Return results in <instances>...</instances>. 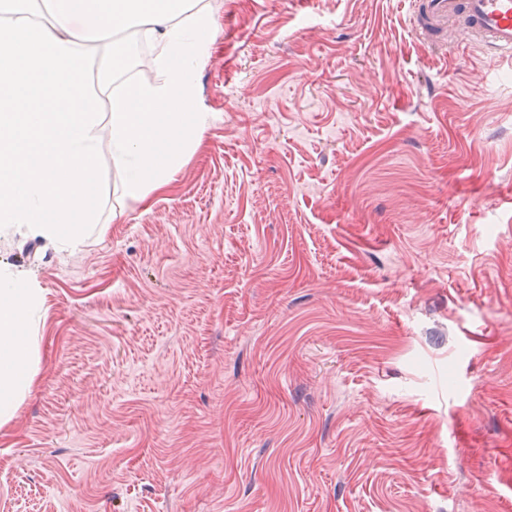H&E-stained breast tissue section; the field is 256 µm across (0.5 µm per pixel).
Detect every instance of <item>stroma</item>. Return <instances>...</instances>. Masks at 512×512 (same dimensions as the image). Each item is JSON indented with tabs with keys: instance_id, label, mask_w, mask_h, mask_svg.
Wrapping results in <instances>:
<instances>
[{
	"instance_id": "1",
	"label": "stroma",
	"mask_w": 512,
	"mask_h": 512,
	"mask_svg": "<svg viewBox=\"0 0 512 512\" xmlns=\"http://www.w3.org/2000/svg\"><path fill=\"white\" fill-rule=\"evenodd\" d=\"M216 120L148 207L101 129L0 512H512V66L410 0H216Z\"/></svg>"
}]
</instances>
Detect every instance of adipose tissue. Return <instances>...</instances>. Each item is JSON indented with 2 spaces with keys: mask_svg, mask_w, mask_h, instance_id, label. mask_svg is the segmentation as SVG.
Instances as JSON below:
<instances>
[{
  "mask_svg": "<svg viewBox=\"0 0 512 512\" xmlns=\"http://www.w3.org/2000/svg\"><path fill=\"white\" fill-rule=\"evenodd\" d=\"M211 0H0V234L73 255L100 221L98 131L110 122L123 197L147 204L169 187L211 117L188 111L208 57ZM150 49L154 78H119L127 32ZM43 301L34 275L0 261V424L39 369Z\"/></svg>",
  "mask_w": 512,
  "mask_h": 512,
  "instance_id": "1",
  "label": "adipose tissue"
}]
</instances>
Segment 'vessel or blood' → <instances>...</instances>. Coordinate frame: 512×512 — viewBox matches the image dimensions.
<instances>
[{
    "label": "vessel or blood",
    "mask_w": 512,
    "mask_h": 512,
    "mask_svg": "<svg viewBox=\"0 0 512 512\" xmlns=\"http://www.w3.org/2000/svg\"><path fill=\"white\" fill-rule=\"evenodd\" d=\"M412 22L426 39L443 42L460 23L468 41L512 60V0H412Z\"/></svg>",
    "instance_id": "vessel-or-blood-1"
}]
</instances>
